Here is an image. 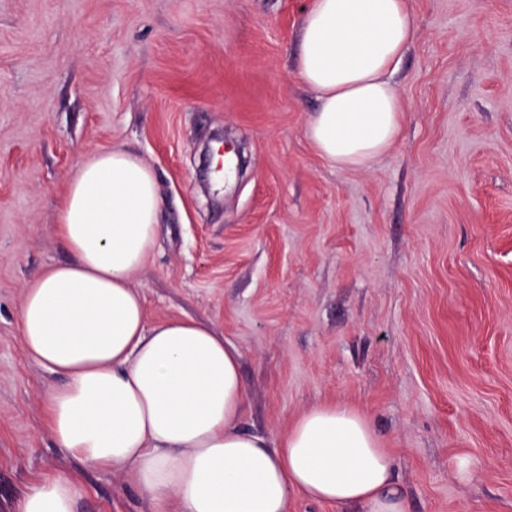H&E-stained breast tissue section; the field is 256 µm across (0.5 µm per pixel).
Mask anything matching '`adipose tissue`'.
I'll return each mask as SVG.
<instances>
[{
  "mask_svg": "<svg viewBox=\"0 0 512 512\" xmlns=\"http://www.w3.org/2000/svg\"><path fill=\"white\" fill-rule=\"evenodd\" d=\"M416 30L408 0H310L298 76L319 100L308 137L331 165L364 169L395 144L405 103L393 76ZM159 212L153 170L127 150L92 155L69 182L55 235L71 259L24 288L18 321L29 355L65 379L39 399L58 447L122 472L150 512H288L293 493L409 512L368 413L325 404L277 439L247 431L239 350L191 320L147 324L134 277ZM80 497L58 472L16 512H78Z\"/></svg>",
  "mask_w": 512,
  "mask_h": 512,
  "instance_id": "adipose-tissue-1",
  "label": "adipose tissue"
}]
</instances>
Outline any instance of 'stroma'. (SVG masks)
Listing matches in <instances>:
<instances>
[{
  "mask_svg": "<svg viewBox=\"0 0 512 512\" xmlns=\"http://www.w3.org/2000/svg\"><path fill=\"white\" fill-rule=\"evenodd\" d=\"M307 0H0V512L68 471L79 512H147L62 452L21 290L67 260L54 226L77 165L122 148L155 173L149 322L191 319L242 353L243 428L368 411L409 512H512V0H409L401 133L341 170L306 133ZM217 136L246 159L202 178ZM470 462L468 475L456 467Z\"/></svg>",
  "mask_w": 512,
  "mask_h": 512,
  "instance_id": "stroma-1",
  "label": "stroma"
}]
</instances>
